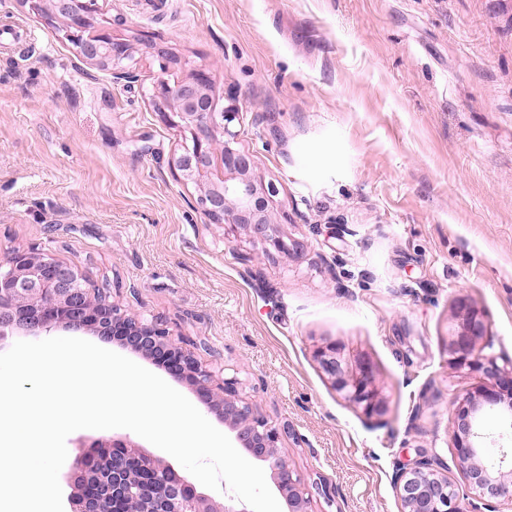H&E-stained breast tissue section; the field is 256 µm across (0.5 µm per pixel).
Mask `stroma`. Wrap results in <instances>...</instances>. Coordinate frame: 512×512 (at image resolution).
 I'll use <instances>...</instances> for the list:
<instances>
[{
	"label": "stroma",
	"mask_w": 512,
	"mask_h": 512,
	"mask_svg": "<svg viewBox=\"0 0 512 512\" xmlns=\"http://www.w3.org/2000/svg\"><path fill=\"white\" fill-rule=\"evenodd\" d=\"M96 18L132 46L107 71L0 0V30L30 33L0 39V263H72L237 376L288 427L277 456L312 512H402L395 474L422 460L468 504L450 426L486 380L448 344L464 297L512 363V0H98ZM160 47L182 67L163 70ZM197 70L302 252L213 223L171 174L188 132L154 86ZM330 345L346 374L371 370L379 411L336 390L315 357ZM506 416L484 414L488 461L512 449Z\"/></svg>",
	"instance_id": "1"
}]
</instances>
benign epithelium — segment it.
Listing matches in <instances>:
<instances>
[{
  "mask_svg": "<svg viewBox=\"0 0 512 512\" xmlns=\"http://www.w3.org/2000/svg\"><path fill=\"white\" fill-rule=\"evenodd\" d=\"M96 2L52 0V10L65 22L63 31L80 55L98 66L124 56L127 46L109 35L90 31ZM156 97L191 135V143L173 157L171 168L177 177L198 186L204 214L217 224L251 228L278 253L301 250L300 242L286 240L274 229L272 215L278 195L275 183L256 181L252 157L220 141V137L231 135L229 123L236 113L216 111L209 77L201 71L193 72L173 85L160 79ZM218 149L224 178L215 181L211 169ZM81 278L82 273L73 264L47 259L34 250L16 254L10 272L0 276V296L11 298L13 304L9 313L0 310V335H39L60 327L88 330L103 319H112L108 338L151 358L194 388L205 407L224 415L225 425L235 432L236 441L251 457L263 462L274 460L288 512H311L300 479L276 458L277 444L288 428L268 422L253 402L242 397L237 377L214 383L212 372L175 341L162 322H145L109 304H92L85 297L89 289L82 287ZM454 317L457 329L450 342V364L480 371L490 381L458 404L452 421L455 454L465 465L464 475L476 500L467 508L462 506L454 481L422 461L395 477L403 512H498L497 503L512 504V457L502 455L494 467L483 462L481 429L484 408L493 409L505 401L512 421V367L499 366L497 357L479 345L486 336L487 324L477 308L461 299ZM316 357L334 379L337 390L365 404L367 410H375L369 370L355 378L347 376L334 345L319 349ZM78 447V467L70 476L75 489L73 512H96L97 498L88 496L84 489L92 477L100 484L112 482L113 512H250L246 508H218L211 497L198 492L193 483L154 456L138 450L127 436L81 440Z\"/></svg>",
  "mask_w": 512,
  "mask_h": 512,
  "instance_id": "benign-epithelium-1",
  "label": "benign epithelium"
}]
</instances>
